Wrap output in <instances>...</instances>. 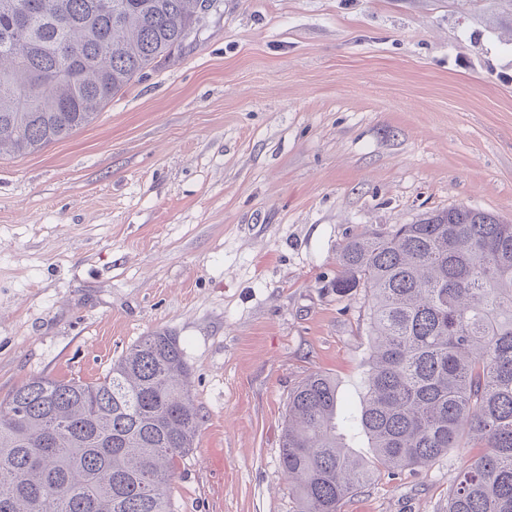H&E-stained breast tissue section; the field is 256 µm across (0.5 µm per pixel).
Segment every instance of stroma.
<instances>
[{
    "mask_svg": "<svg viewBox=\"0 0 512 512\" xmlns=\"http://www.w3.org/2000/svg\"><path fill=\"white\" fill-rule=\"evenodd\" d=\"M461 205L512 224V0H216L93 123L0 157V402L170 331L203 415L173 512H297L290 394L318 372L362 400L342 245ZM465 454L341 512H448Z\"/></svg>",
    "mask_w": 512,
    "mask_h": 512,
    "instance_id": "stroma-1",
    "label": "stroma"
}]
</instances>
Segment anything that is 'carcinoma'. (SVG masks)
I'll list each match as a JSON object with an SVG mask.
<instances>
[{"label":"carcinoma","instance_id":"cac0c4a2","mask_svg":"<svg viewBox=\"0 0 512 512\" xmlns=\"http://www.w3.org/2000/svg\"><path fill=\"white\" fill-rule=\"evenodd\" d=\"M202 0H0V156L91 124L201 21ZM336 293L362 288L371 350L359 414L336 380L288 400L279 465L298 512H340L385 472L481 448L448 512H512V224L451 207L351 234ZM179 338L156 331L92 383L35 376L0 403V512H172L202 422ZM367 440L372 460L351 451Z\"/></svg>","mask_w":512,"mask_h":512}]
</instances>
